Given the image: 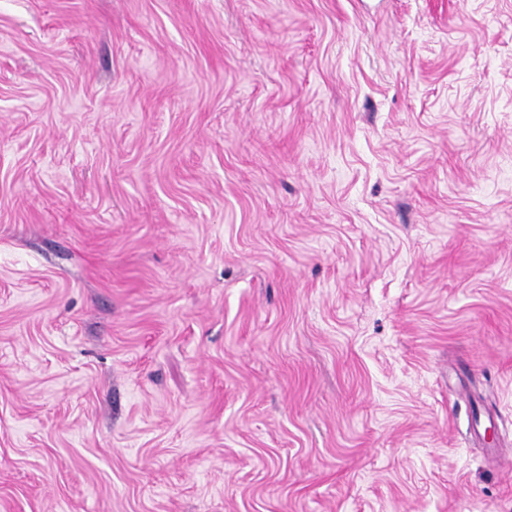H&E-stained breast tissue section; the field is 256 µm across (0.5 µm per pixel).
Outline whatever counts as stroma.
<instances>
[{
    "instance_id": "35a3bbf8",
    "label": "stroma",
    "mask_w": 512,
    "mask_h": 512,
    "mask_svg": "<svg viewBox=\"0 0 512 512\" xmlns=\"http://www.w3.org/2000/svg\"><path fill=\"white\" fill-rule=\"evenodd\" d=\"M0 512H512V0H0Z\"/></svg>"
}]
</instances>
